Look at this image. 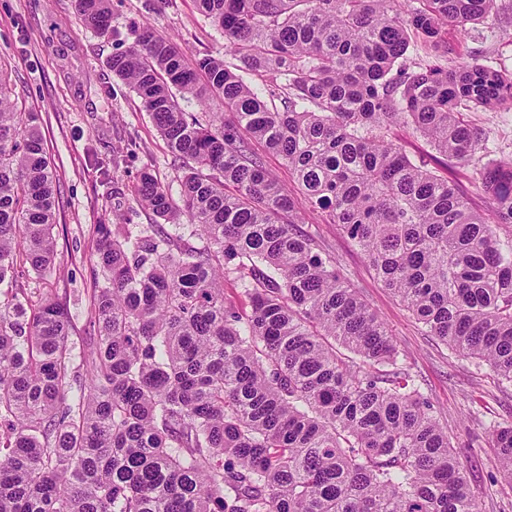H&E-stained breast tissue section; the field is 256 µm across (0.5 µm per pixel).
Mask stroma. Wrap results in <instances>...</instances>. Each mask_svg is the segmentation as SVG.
I'll list each match as a JSON object with an SVG mask.
<instances>
[{"label":"stroma","instance_id":"1","mask_svg":"<svg viewBox=\"0 0 512 512\" xmlns=\"http://www.w3.org/2000/svg\"><path fill=\"white\" fill-rule=\"evenodd\" d=\"M145 24L173 38L187 56L225 52L223 32L199 11L196 0H112L108 39L81 25L75 0H0V66L9 72L13 99L42 117L59 186L55 267L47 276L23 278L20 285L52 291L72 314L77 341L85 336L91 307L98 226L119 219L154 223L152 213L135 200L141 170L178 183L151 115L106 66L107 58L131 45L135 30ZM447 31L443 65L475 60L512 72V0H496L483 23L464 29L451 25ZM464 118L484 133L483 163L512 157V109L472 111ZM302 219L304 229L335 252L348 281L391 329L401 361L418 374L423 393L448 428L482 512H512V484L500 473L496 450L474 445L489 425L512 422V383L425 335L325 213L308 209Z\"/></svg>","mask_w":512,"mask_h":512}]
</instances>
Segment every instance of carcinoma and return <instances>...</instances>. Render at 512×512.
<instances>
[{"mask_svg": "<svg viewBox=\"0 0 512 512\" xmlns=\"http://www.w3.org/2000/svg\"><path fill=\"white\" fill-rule=\"evenodd\" d=\"M75 2L111 32V0ZM197 2L264 88L149 25L106 61L180 191L144 169L135 200L158 222L99 225L79 347L52 292L19 287L54 268L58 189L39 114L0 76V512H480L388 328L301 224L326 213L427 335L512 382V160L474 169L489 220L391 135L463 167L487 152L463 111L512 108V73L406 59L413 36L447 55L445 28L495 0ZM488 443L512 483V424ZM393 132L395 136L401 140L404 149L411 157H424L427 161L430 160V157L434 156L442 158L441 155L430 148L423 138L416 134L413 135L411 130L403 127H397Z\"/></svg>", "mask_w": 512, "mask_h": 512, "instance_id": "cac0c4a2", "label": "carcinoma"}]
</instances>
